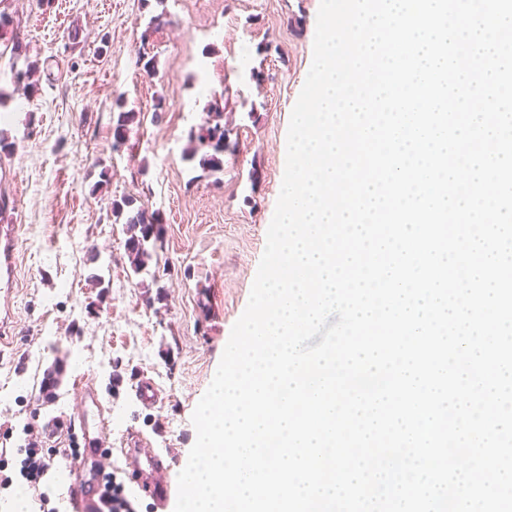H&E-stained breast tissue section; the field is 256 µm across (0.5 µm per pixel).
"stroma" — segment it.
I'll return each instance as SVG.
<instances>
[{"mask_svg":"<svg viewBox=\"0 0 512 512\" xmlns=\"http://www.w3.org/2000/svg\"><path fill=\"white\" fill-rule=\"evenodd\" d=\"M320 0H0L13 14L23 51L46 75L34 92L0 80L1 224L19 228L18 284L0 288V512L17 489L38 512L48 492L73 512L70 477L54 459L38 489L20 476L24 427L51 432L55 418H79L82 389L108 408L112 438L148 440L167 457L176 483L196 440L193 411L247 307L285 170L292 109L313 60ZM168 22L147 32L151 16ZM77 43H70L71 30ZM156 56L147 79L139 49ZM263 72L262 84L250 77ZM239 129L220 182L182 159L213 93ZM166 110L153 119L156 94ZM123 96L144 120L135 148H114L112 105ZM258 181H251V171ZM107 180H100V172ZM134 198L166 228L158 261L133 273L124 225L112 200ZM59 380L50 399L39 389ZM150 380L154 404L136 387Z\"/></svg>","mask_w":512,"mask_h":512,"instance_id":"obj_1","label":"stroma"}]
</instances>
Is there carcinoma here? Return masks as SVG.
Listing matches in <instances>:
<instances>
[{
  "mask_svg": "<svg viewBox=\"0 0 512 512\" xmlns=\"http://www.w3.org/2000/svg\"><path fill=\"white\" fill-rule=\"evenodd\" d=\"M11 71L14 89L36 87L33 82L39 72L36 64L27 61L25 67L14 65ZM140 116V112L126 109L122 98H116L115 111L112 112L114 145L122 146L130 141L131 135L137 133L141 126ZM236 130V125L224 119V107L216 103L208 105L202 123L188 132L182 160L197 164L209 177L224 173V156L240 152L239 138L233 137ZM111 212L114 223L125 224L129 233L125 252L131 269L136 274L147 270L149 262L157 255L158 243L164 239V226L153 223L145 209L133 207L131 198L112 200Z\"/></svg>",
  "mask_w": 512,
  "mask_h": 512,
  "instance_id": "obj_1",
  "label": "carcinoma"
}]
</instances>
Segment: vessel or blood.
<instances>
[{"label": "vessel or blood", "instance_id": "vessel-or-blood-1", "mask_svg": "<svg viewBox=\"0 0 512 512\" xmlns=\"http://www.w3.org/2000/svg\"><path fill=\"white\" fill-rule=\"evenodd\" d=\"M18 243L15 225H0V283L13 286L16 281L15 253ZM85 398L90 402L80 419V433L85 443L101 445L106 456H117L123 463V471L137 488L148 496L154 506L165 504L169 496V486L162 475L168 464L164 456L149 448L142 438L125 439L119 448L110 449L112 429L108 410L100 401L97 393L86 391ZM74 512H100L101 501L97 485L82 482L73 485Z\"/></svg>", "mask_w": 512, "mask_h": 512}]
</instances>
